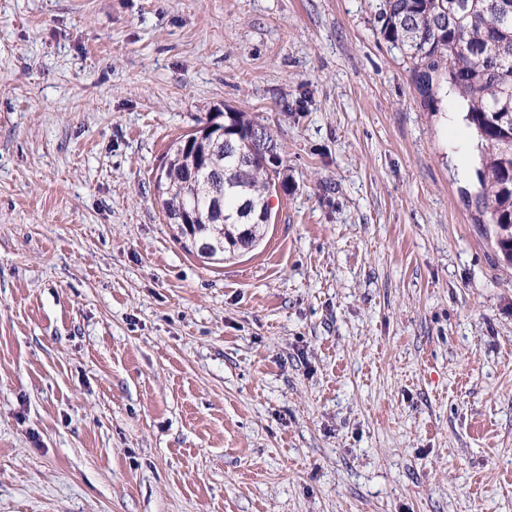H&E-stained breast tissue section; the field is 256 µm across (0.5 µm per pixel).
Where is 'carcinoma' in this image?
I'll list each match as a JSON object with an SVG mask.
<instances>
[{"label":"carcinoma","instance_id":"carcinoma-1","mask_svg":"<svg viewBox=\"0 0 512 512\" xmlns=\"http://www.w3.org/2000/svg\"><path fill=\"white\" fill-rule=\"evenodd\" d=\"M380 34L398 48L424 104L433 108L442 84L467 106L480 150L478 211L494 226L497 245L512 261V0H380ZM254 122L240 112L224 123L226 136L246 137ZM162 161L164 179L184 181L185 169L198 171L208 196L223 200L219 213L188 190L162 197L165 216L191 211L179 225L181 237L206 245L203 258L231 259L257 246L265 225L235 223L242 199L224 193V179L245 187L255 203L269 195L273 179L264 161H238L233 151L208 148L182 139Z\"/></svg>","mask_w":512,"mask_h":512}]
</instances>
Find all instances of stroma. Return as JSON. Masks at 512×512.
<instances>
[{"label": "stroma", "mask_w": 512, "mask_h": 512, "mask_svg": "<svg viewBox=\"0 0 512 512\" xmlns=\"http://www.w3.org/2000/svg\"><path fill=\"white\" fill-rule=\"evenodd\" d=\"M379 0H0V512H512V263ZM235 110L261 244L188 253L169 147Z\"/></svg>", "instance_id": "obj_1"}]
</instances>
